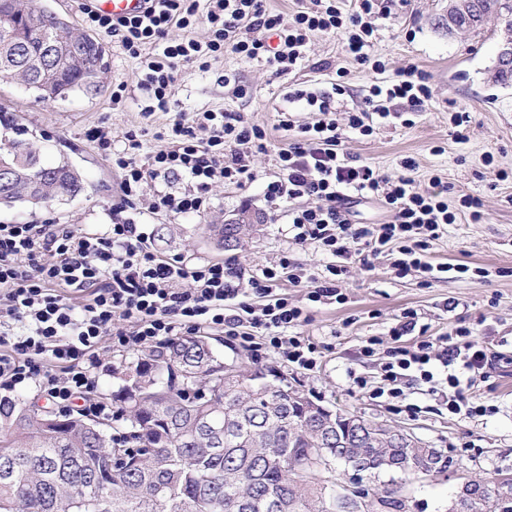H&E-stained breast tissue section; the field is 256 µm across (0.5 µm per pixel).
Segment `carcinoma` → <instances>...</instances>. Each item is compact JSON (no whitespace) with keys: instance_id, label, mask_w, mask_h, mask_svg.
<instances>
[{"instance_id":"obj_1","label":"carcinoma","mask_w":512,"mask_h":512,"mask_svg":"<svg viewBox=\"0 0 512 512\" xmlns=\"http://www.w3.org/2000/svg\"><path fill=\"white\" fill-rule=\"evenodd\" d=\"M452 0L448 33L482 27L480 13L494 12L512 25L509 0ZM21 53L14 54L0 26V76L29 85L42 100L91 92L84 83L86 51L67 22L12 29ZM25 158L22 183L43 196L84 190L81 174L68 164L51 172L36 163L29 143L8 138L0 164ZM0 186V192L7 190ZM252 224H224L222 246H239ZM128 414L136 450L121 460L102 423L69 415L57 426L49 410L0 403V512H336V469L363 463L369 483L407 474L429 476L452 457L422 442L374 441L364 447L361 431L379 424L333 412L271 367L226 370L212 345L182 336L141 354L128 384L112 395ZM470 482L473 497L459 512H512V491L495 495L497 482ZM359 512H407L389 487L361 489Z\"/></svg>"}]
</instances>
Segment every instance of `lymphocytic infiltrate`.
Returning <instances> with one entry per match:
<instances>
[{
    "label": "lymphocytic infiltrate",
    "instance_id": "obj_1",
    "mask_svg": "<svg viewBox=\"0 0 512 512\" xmlns=\"http://www.w3.org/2000/svg\"><path fill=\"white\" fill-rule=\"evenodd\" d=\"M379 12V0H355L350 7L344 0H311L289 15L267 9L265 0H146L141 15L115 19L95 12L91 20L139 60L137 87L147 100L143 111L150 114L169 111L167 90L178 66L204 68L228 50L283 72L305 60L308 36L316 31L340 35L359 64L381 70L371 56V19ZM201 20L208 27L203 40L191 34ZM174 27L184 36L167 42ZM346 91L336 83L320 94L289 92L316 119L300 126L280 114L277 130L286 138L277 151V170L263 185L266 201L303 200V207L288 212L293 239L334 256L325 269L301 273L284 256L244 281L221 261L187 265L160 256L128 218H113L105 231L93 234L68 224H0V399L31 392L61 417L78 407L87 416L120 419V411L97 399L103 347L145 349L205 329L238 339L255 360L273 354L293 370L311 371L318 364L317 347L299 329L310 321L314 305L345 303L349 266L372 270L379 255L394 250L398 273L418 272L425 284L456 273L455 265L430 260L434 242L456 221L447 186L436 181L423 189L404 174L388 178L344 150L348 135H371L388 117L387 102L401 99L422 110L432 96L428 75L413 65L398 70L372 85L362 105L341 121L335 98ZM271 138L272 131L244 121L240 113L208 110L173 119L164 145L148 155L129 139L112 163L128 198L162 176L184 180L183 193L156 194L150 207L173 216L198 215L206 211L214 185L241 189L255 181L245 155L266 152ZM352 195L384 204L387 220L353 223L344 205ZM283 278L306 288L307 304L277 293ZM77 293L84 294L83 303H75ZM418 320L416 311L402 313L391 330L394 345L385 351L380 385L370 387L356 376V391L396 398L403 385L415 384L439 396L449 415L494 413L477 392L491 377L487 346L466 325L433 338ZM415 332L419 341L401 345L402 337Z\"/></svg>",
    "mask_w": 512,
    "mask_h": 512
}]
</instances>
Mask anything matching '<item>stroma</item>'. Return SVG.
<instances>
[{
	"label": "stroma",
	"instance_id": "stroma-1",
	"mask_svg": "<svg viewBox=\"0 0 512 512\" xmlns=\"http://www.w3.org/2000/svg\"><path fill=\"white\" fill-rule=\"evenodd\" d=\"M384 15L375 18L371 54L385 65L383 72L358 64L348 55L339 37L316 33L308 42V59L292 72L274 73L262 63L227 52L212 60L208 70L194 65L178 66L169 87L170 111L143 116L145 98L137 88L138 62L130 58L118 40L103 36L107 69L98 92H76L67 99L38 100L35 91L22 83L0 78V107L14 122L0 124V137L23 132L47 165L69 163L82 175L86 190L72 198L31 207H0V224H69L95 233L112 221V210L124 205L125 215L141 224L154 249L163 255H181L189 262L232 261L242 277L290 254L300 266L322 268L330 258L316 245H295L288 219L274 210L262 195L260 178L274 174L276 150L255 154L251 165L259 180L244 189L216 186L210 205L198 216L154 214L149 205L156 192H184L186 185L173 179L145 184L132 203H125L121 173L113 167L90 129L112 136L114 149H123L128 134H136L143 152L157 149L173 112L191 116L198 110L241 113L245 121L272 126L278 113L293 112L298 122L313 115L301 104L289 103L286 94L293 84L316 90L330 89L338 72H346L349 94L337 97L336 109L344 113L361 104L374 83L390 79L397 70L414 64L429 74L433 97L426 107L411 114L405 101L390 105L394 116L376 126L368 137L348 138L345 149L388 177L402 174L404 161H412L411 175L421 187L433 180L448 185V204L458 211L436 241L432 260L487 269L486 282L469 275L432 286H422L418 276L396 277L390 253L381 254L370 271L351 267L347 274V301L316 306L302 335L317 344L321 353L317 369L303 374L291 370L281 358H264V366L286 375L322 404L385 422L404 429L454 459L453 467L440 478H407L399 490L408 512H448V498L463 480L474 475L489 480L512 475V86L492 83L489 74L500 46L496 20L470 34H449L448 0H383ZM127 90L121 103H113L118 85ZM456 111L470 114L464 132L450 123ZM480 196L485 204L484 223L471 221L459 211L461 195ZM249 215L255 231L235 253L218 248L210 232L215 224L237 221ZM417 311L431 336L448 333L459 320L470 323L493 354L491 387L481 388L482 399L498 406L497 414L460 419L449 416L434 397L415 388L396 399H372L351 391V374L377 384L382 356L358 359L362 340L371 336L389 339L404 310ZM139 357L135 351H104L99 371L98 398L111 403L112 394L126 384V369Z\"/></svg>",
	"mask_w": 512,
	"mask_h": 512
}]
</instances>
